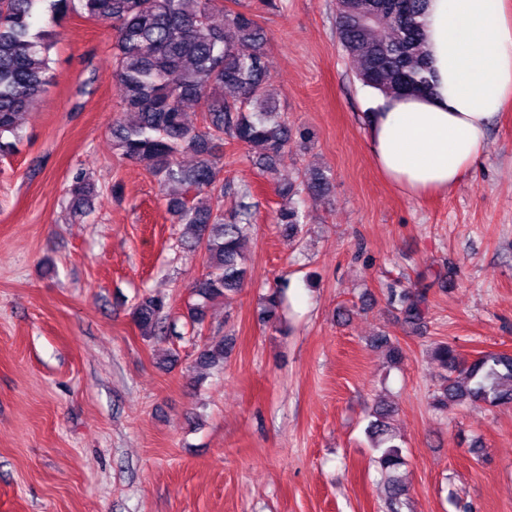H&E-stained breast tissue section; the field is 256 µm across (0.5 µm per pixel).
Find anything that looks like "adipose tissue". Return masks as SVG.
<instances>
[{
	"label": "adipose tissue",
	"instance_id": "adipose-tissue-1",
	"mask_svg": "<svg viewBox=\"0 0 512 512\" xmlns=\"http://www.w3.org/2000/svg\"><path fill=\"white\" fill-rule=\"evenodd\" d=\"M432 92L373 94L367 148L401 193H447L469 177L489 128L512 99L507 0H430L425 17Z\"/></svg>",
	"mask_w": 512,
	"mask_h": 512
}]
</instances>
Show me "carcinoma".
Instances as JSON below:
<instances>
[{
  "mask_svg": "<svg viewBox=\"0 0 512 512\" xmlns=\"http://www.w3.org/2000/svg\"><path fill=\"white\" fill-rule=\"evenodd\" d=\"M50 2L51 25L71 13L112 24L114 76L123 89L122 112L112 126L113 146L129 162H150V173L165 191L164 200L181 225L180 244L202 253L206 272L191 285L187 326L196 333L215 301L239 292L249 276L243 247L256 208L248 183L224 182V141L252 153V162L269 176L281 203L273 223L290 239L306 224L304 197L323 198L331 188L330 171L308 168L296 177L278 175L288 145L304 133L282 118L276 93L266 84L268 38L250 12L224 9L223 0H0V156L17 150L20 120L49 86L53 33L40 26L42 3ZM428 0H336V36L363 86L386 96L431 90L424 17ZM224 14V25L214 23ZM201 105L203 125L188 122L184 106ZM191 152L196 164L183 168L180 155ZM95 182L80 170L69 188V211L76 221L92 213ZM234 205L224 210V195ZM262 297L260 319L274 326L280 318L282 288ZM402 320L421 328L426 297L386 289ZM170 308L162 295L145 292L131 318L146 337L156 335ZM393 364L405 353L397 342L377 336ZM224 342L203 344L196 367L224 364ZM450 374L442 377L431 404L438 410L467 401L492 406L512 404V353H484L462 361L451 343L431 349ZM392 406L381 403L366 428L379 452L386 512H402L406 487L399 475L402 448L389 430Z\"/></svg>",
  "mask_w": 512,
  "mask_h": 512,
  "instance_id": "cac0c4a2",
  "label": "carcinoma"
}]
</instances>
